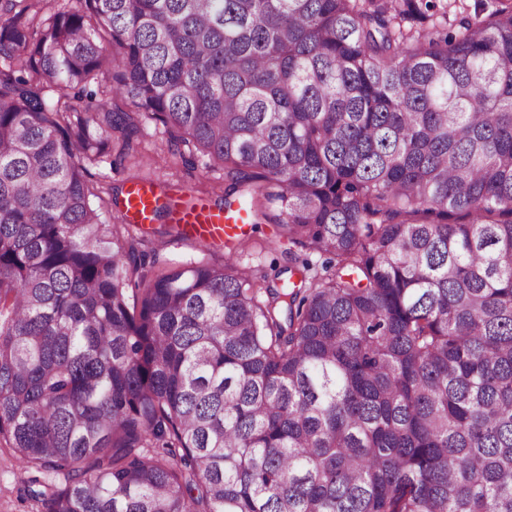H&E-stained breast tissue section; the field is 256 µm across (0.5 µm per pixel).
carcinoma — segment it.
<instances>
[{"instance_id":"obj_1","label":"carcinoma","mask_w":512,"mask_h":512,"mask_svg":"<svg viewBox=\"0 0 512 512\" xmlns=\"http://www.w3.org/2000/svg\"><path fill=\"white\" fill-rule=\"evenodd\" d=\"M56 3L0 0V446L41 512H512V3ZM146 118L322 266L151 272L86 178Z\"/></svg>"}]
</instances>
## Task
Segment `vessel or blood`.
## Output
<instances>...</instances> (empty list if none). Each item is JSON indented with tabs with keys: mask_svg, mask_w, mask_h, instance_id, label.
<instances>
[{
	"mask_svg": "<svg viewBox=\"0 0 512 512\" xmlns=\"http://www.w3.org/2000/svg\"><path fill=\"white\" fill-rule=\"evenodd\" d=\"M156 195L154 180L145 178L134 184L124 214L126 223H151ZM171 219L180 224L189 236L205 246L219 239H242L248 235L247 216L242 210L216 211L202 208L187 213L175 207L171 210Z\"/></svg>",
	"mask_w": 512,
	"mask_h": 512,
	"instance_id": "1",
	"label": "vessel or blood"
}]
</instances>
